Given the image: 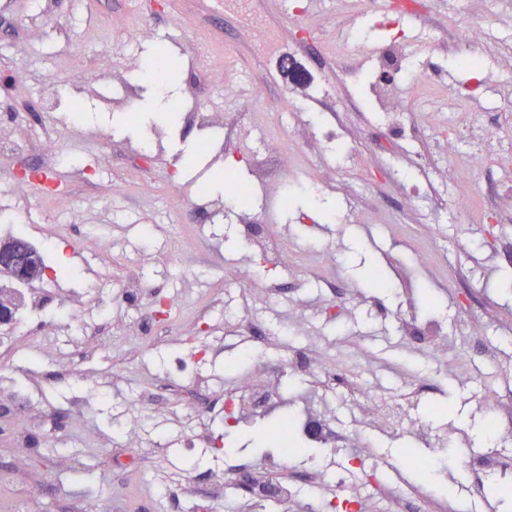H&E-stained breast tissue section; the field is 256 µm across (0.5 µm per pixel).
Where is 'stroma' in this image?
<instances>
[{"label":"stroma","instance_id":"obj_1","mask_svg":"<svg viewBox=\"0 0 512 512\" xmlns=\"http://www.w3.org/2000/svg\"><path fill=\"white\" fill-rule=\"evenodd\" d=\"M307 4L0 0V217L74 260L63 283L25 290L37 307L0 349V512H392L366 480L374 465L408 500L471 512L482 487L512 512V153L474 161L433 109L471 89L489 134L512 130V0H409L406 20L365 0ZM465 26L482 32L477 72L457 66ZM84 30L98 37L74 52ZM162 53L180 60L167 107L145 75ZM190 112L223 122V138ZM225 170L252 186L246 202L214 183ZM175 224L197 230L184 259ZM248 224L287 253H260ZM243 266L258 273L247 291L231 275ZM287 338L336 379L409 394L406 417L428 433H390L374 408L286 365L269 368L283 402L224 430L216 393L256 369L231 360ZM290 411L311 412L318 433L283 462L266 427ZM495 421L509 433L492 437ZM444 439L457 464L422 480L412 459ZM257 470L296 484L287 509L239 489Z\"/></svg>","mask_w":512,"mask_h":512}]
</instances>
